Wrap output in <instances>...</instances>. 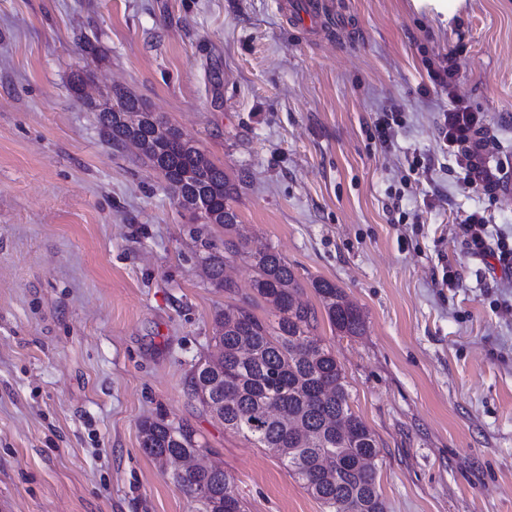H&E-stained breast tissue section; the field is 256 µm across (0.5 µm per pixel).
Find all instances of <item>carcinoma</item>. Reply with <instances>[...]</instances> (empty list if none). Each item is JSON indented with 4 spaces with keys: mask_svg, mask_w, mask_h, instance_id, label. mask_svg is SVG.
I'll list each match as a JSON object with an SVG mask.
<instances>
[{
    "mask_svg": "<svg viewBox=\"0 0 512 512\" xmlns=\"http://www.w3.org/2000/svg\"><path fill=\"white\" fill-rule=\"evenodd\" d=\"M86 104L113 146L139 141V159L163 176L180 206L229 236L222 252L201 242L203 269L229 302L214 318L213 351L192 370V394L224 428L274 452L325 512H384L378 442L349 404L334 351L313 334L317 314L298 300L302 285L293 268L271 248L248 247L234 206L237 185L178 127L149 111L142 97L117 91L110 112L99 111L96 100ZM237 258L254 271L253 292L244 296L224 277V267ZM311 287L336 331L355 336L363 330L362 314L340 288L325 279L312 280ZM261 300L274 305V319L254 313ZM140 436L143 451L162 468L200 450L192 430L163 418L144 421ZM175 482L196 512H246L235 479L219 467L188 468Z\"/></svg>",
    "mask_w": 512,
    "mask_h": 512,
    "instance_id": "1",
    "label": "carcinoma"
}]
</instances>
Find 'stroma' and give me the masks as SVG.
I'll use <instances>...</instances> for the list:
<instances>
[{"label": "stroma", "mask_w": 512, "mask_h": 512, "mask_svg": "<svg viewBox=\"0 0 512 512\" xmlns=\"http://www.w3.org/2000/svg\"><path fill=\"white\" fill-rule=\"evenodd\" d=\"M0 0V512H194L139 425L192 429L247 512H323L192 395L222 289L161 175L70 90L147 100L239 188L240 230L341 288L360 335L319 318L374 433L385 512H512V269L470 254L469 212L512 245V0ZM87 36L105 48L82 51ZM454 90L430 77L449 51ZM483 113L493 194L439 133ZM400 122L390 145L374 129ZM454 287L442 284L444 272Z\"/></svg>", "instance_id": "1"}]
</instances>
